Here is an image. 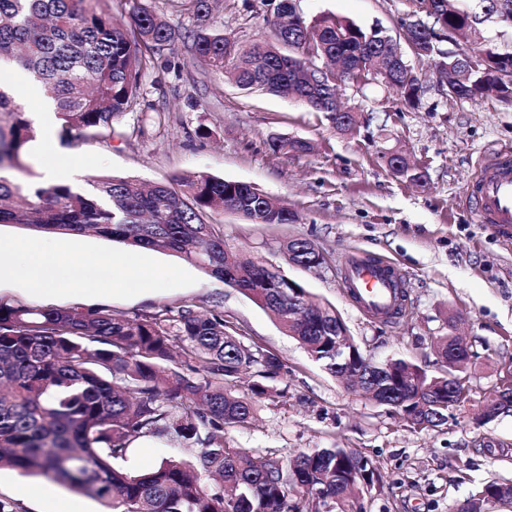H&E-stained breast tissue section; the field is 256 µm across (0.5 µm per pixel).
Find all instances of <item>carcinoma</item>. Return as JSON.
Listing matches in <instances>:
<instances>
[{"label":"carcinoma","instance_id":"1","mask_svg":"<svg viewBox=\"0 0 512 512\" xmlns=\"http://www.w3.org/2000/svg\"><path fill=\"white\" fill-rule=\"evenodd\" d=\"M111 0H0V169L19 167L33 126L7 90L6 69L32 75L53 103L61 145L81 138L105 142L115 124L139 109L140 75L180 33L133 0L128 18L112 14ZM198 28L185 38L192 60L245 91L296 99L327 112L338 131L357 123L336 115V66L346 76L378 69L384 47L379 34L334 15L290 28L278 0L266 20L269 38L240 45L207 25L211 0H178ZM439 21L416 33L410 51L434 63L448 96L471 98L485 89L484 67L512 71V52H497L478 69L463 70L439 47L444 27L456 28L496 0H433ZM422 92L414 68L402 69L404 101ZM268 146L281 155L307 154L304 139L273 135ZM394 172L421 184L425 175L400 163ZM92 191L65 184H19L0 176V224H20L41 234L88 231L128 246L162 248L205 274L237 289L270 312L336 379L347 375L348 351L336 354V308L312 302L304 287H288V275L262 262L244 264L224 245L221 225L208 213L231 210L257 224H293L295 212L261 197L248 184L198 174L178 186L94 175ZM311 242L283 241V256L298 263L315 258ZM441 362L457 367L429 374L401 358L390 370L370 362L359 374L361 389L400 414L413 428H435L465 399L471 359L466 339L448 325L436 337ZM279 356L245 345L233 322L215 309L163 307L123 318L107 307L35 310L0 303V469L40 475L98 501L104 512H353L364 484L377 477L373 461L353 448H313L284 460L224 444V431L248 423L255 407L277 396L271 382L281 374ZM247 394H236L245 371ZM144 435L197 448L189 458L170 457L132 474L114 465ZM220 486L205 488L208 481ZM512 484L488 481L453 512H480L483 502L507 503Z\"/></svg>","mask_w":512,"mask_h":512}]
</instances>
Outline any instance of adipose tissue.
<instances>
[{
  "mask_svg": "<svg viewBox=\"0 0 512 512\" xmlns=\"http://www.w3.org/2000/svg\"><path fill=\"white\" fill-rule=\"evenodd\" d=\"M0 268H16L30 293L52 298L60 286L79 285L88 273H96L101 289L113 286V269L123 271L124 284L143 287L152 283L154 272L143 257L128 253H101L93 266H85L66 260L60 245L45 237L20 238L9 247H0Z\"/></svg>",
  "mask_w": 512,
  "mask_h": 512,
  "instance_id": "ef3b65f1",
  "label": "adipose tissue"
}]
</instances>
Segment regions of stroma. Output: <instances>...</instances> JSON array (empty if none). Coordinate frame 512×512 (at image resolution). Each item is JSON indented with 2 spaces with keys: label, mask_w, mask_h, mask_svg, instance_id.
Listing matches in <instances>:
<instances>
[{
  "label": "stroma",
  "mask_w": 512,
  "mask_h": 512,
  "mask_svg": "<svg viewBox=\"0 0 512 512\" xmlns=\"http://www.w3.org/2000/svg\"><path fill=\"white\" fill-rule=\"evenodd\" d=\"M276 3L218 0L210 23L236 40L258 39L267 36L265 19ZM299 9L308 20L330 13L366 28L380 24L392 34L401 20L420 16L418 0H299ZM413 66L424 87L414 106L371 74L338 81L344 106L358 119L351 131L340 132L326 113L297 100L239 90L193 63L179 41L142 73V109L125 116L111 142L89 138L65 147L58 120L37 122L24 168L7 174L20 184L40 181L43 157L58 156L82 167L77 185L84 190L102 172L141 181L204 173L252 184L287 203L296 223L256 224L221 210L208 220L222 225L228 249L282 267L314 299L334 305L374 361L402 358L440 372L433 340L456 323L473 356L466 399L445 425L408 427L394 410L329 375L249 298L162 249L145 252L158 273L145 292H73L45 301L6 270L0 300L41 309L105 306L130 318L163 306L222 310L244 344L273 352L285 367L274 382L278 397L257 405L249 423L229 429L225 443L283 458L333 445L359 449L381 475L363 500L366 512H450L479 483L512 482V413L480 419L500 376L512 369V245L478 222L465 203L479 164L512 151V97L489 90L452 99L429 61ZM274 134L306 139L313 151L275 155L267 146ZM390 150L424 172L425 186L393 173L384 157ZM287 237L312 241L324 263L311 269L285 264L280 243ZM362 254L391 261L402 275L407 301L395 323L368 317L348 295L343 270ZM23 483L28 493H20ZM49 493L75 502L80 512H101L96 500L44 477L0 470V499L17 512H48Z\"/></svg>",
  "instance_id": "35a3bbf8"
}]
</instances>
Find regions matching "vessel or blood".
I'll list each match as a JSON object with an SVG mask.
<instances>
[{
  "mask_svg": "<svg viewBox=\"0 0 512 512\" xmlns=\"http://www.w3.org/2000/svg\"><path fill=\"white\" fill-rule=\"evenodd\" d=\"M467 199L480 221L493 225L504 243H512V152L499 153L484 168L469 186ZM345 278L359 293L366 312L380 314L392 307L399 275L391 262L370 259L354 263Z\"/></svg>",
  "mask_w": 512,
  "mask_h": 512,
  "instance_id": "b4317fda",
  "label": "vessel or blood"
}]
</instances>
